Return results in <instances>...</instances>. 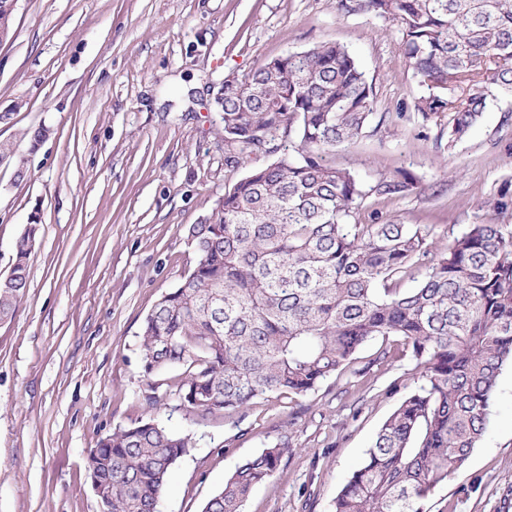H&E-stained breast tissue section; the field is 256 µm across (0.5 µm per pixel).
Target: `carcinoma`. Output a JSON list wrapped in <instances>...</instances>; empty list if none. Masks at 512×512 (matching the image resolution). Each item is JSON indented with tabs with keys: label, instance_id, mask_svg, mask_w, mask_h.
Instances as JSON below:
<instances>
[{
	"label": "carcinoma",
	"instance_id": "obj_1",
	"mask_svg": "<svg viewBox=\"0 0 512 512\" xmlns=\"http://www.w3.org/2000/svg\"><path fill=\"white\" fill-rule=\"evenodd\" d=\"M336 3L400 26L422 88L414 107L425 119L448 117L449 141L477 124L485 84L512 96V0ZM13 14L11 0H0V37L10 35ZM373 103L363 65L331 42L224 84L225 165L265 162L186 229L198 261L146 316L142 364L148 376L178 370L175 394L204 416L305 395L367 342L399 338L421 382L381 425L334 512H427L430 492L460 473L481 441L499 375L512 364V234L473 224L435 252L419 226L355 222L366 190L329 155L363 134ZM412 185L404 175L373 191ZM36 233L33 220L14 242L0 320L24 293ZM420 268L416 287H400ZM192 448L190 434L155 416L102 437L87 470L103 512H156ZM283 453L276 445L246 459L202 512H244Z\"/></svg>",
	"mask_w": 512,
	"mask_h": 512
}]
</instances>
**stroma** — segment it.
Segmentation results:
<instances>
[{
  "mask_svg": "<svg viewBox=\"0 0 512 512\" xmlns=\"http://www.w3.org/2000/svg\"><path fill=\"white\" fill-rule=\"evenodd\" d=\"M0 44V277L38 218L39 245L11 319L0 321V512H102L87 452L146 416L191 432L158 512H201L244 459L281 445L245 512H332L379 428L416 377L409 350L374 339L356 361L303 396L259 399L198 416L171 394L168 370L146 376V315L197 264L187 226L209 217L246 168L224 165L217 96L226 78L335 42L374 88L362 136L332 161L367 187L355 219L421 226L445 247L472 224L512 230V97L488 85L468 137L423 119L396 23L336 0H18ZM47 128L46 139L31 134ZM411 176L406 192L376 184ZM388 362L376 363L380 348ZM494 415L460 474L437 486L429 512H512V367Z\"/></svg>",
  "mask_w": 512,
  "mask_h": 512,
  "instance_id": "stroma-1",
  "label": "stroma"
}]
</instances>
